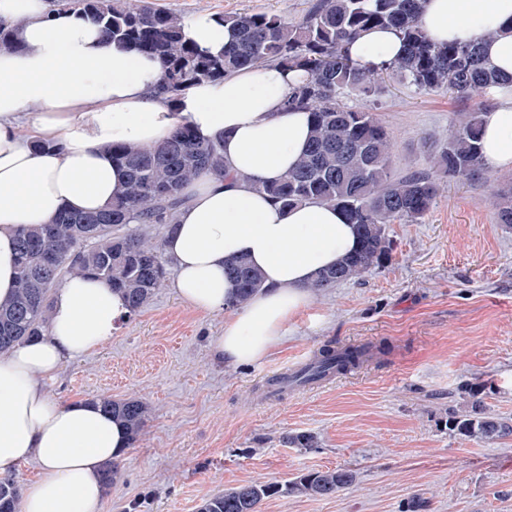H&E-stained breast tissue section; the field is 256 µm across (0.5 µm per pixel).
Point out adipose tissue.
I'll list each match as a JSON object with an SVG mask.
<instances>
[{"instance_id": "ef3b65f1", "label": "adipose tissue", "mask_w": 512, "mask_h": 512, "mask_svg": "<svg viewBox=\"0 0 512 512\" xmlns=\"http://www.w3.org/2000/svg\"><path fill=\"white\" fill-rule=\"evenodd\" d=\"M17 50H0V301L15 287V232L69 211L104 210L123 181L110 147L149 146L188 123L221 139L227 177L203 173L188 184L186 204L166 232L163 250L189 307L224 315L217 357L260 362L285 340V327L310 304L307 283L358 245L336 208L281 207L259 184L281 179L307 147V112L285 107L300 72L267 65L190 87L177 104L157 92L163 68L152 57L109 45L74 14L49 16L45 0H0ZM422 29L436 43L481 40L490 64L512 78V0H428ZM188 37L223 53V20L199 13ZM353 59L381 64L404 52L389 29L364 33ZM43 141L45 149L34 146ZM484 155L512 169V93L486 117ZM247 259L263 288L242 308L230 306L226 269ZM127 308L105 282L68 276L57 288L47 332L0 358V478L37 459L39 476L23 491L20 512H100L103 466L129 448L122 426L94 402L62 404L43 387L64 363L97 350Z\"/></svg>"}]
</instances>
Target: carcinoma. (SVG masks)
Wrapping results in <instances>:
<instances>
[{
	"label": "carcinoma",
	"mask_w": 512,
	"mask_h": 512,
	"mask_svg": "<svg viewBox=\"0 0 512 512\" xmlns=\"http://www.w3.org/2000/svg\"><path fill=\"white\" fill-rule=\"evenodd\" d=\"M426 0H313L305 15L290 22L256 12L222 16L231 40L224 53L200 49L184 30L183 19L148 0H53V15L76 14L100 26L117 47L133 48L164 65L158 93L175 102L193 85L218 81L240 70L275 64L303 72L289 87L288 107L309 112L312 139L296 168L282 180L260 186L274 202L289 208L302 203L328 204L356 226L360 247L336 266L320 270L309 290L328 288L360 277L390 258L387 225L415 223L435 205L438 180L482 177L486 160V114L466 112L448 140L430 153L427 169L394 174L393 137L375 113L348 105L350 96L370 97L386 76L418 90L446 91L456 97L499 85L476 42H430L420 27ZM371 28L395 30L405 54L379 66L353 60L349 45ZM112 160L123 171L124 188L100 212H69L48 224L17 230V286L0 303V356L46 331L56 288L73 273L92 275L121 292L129 313L139 311L169 279L162 241L130 229L132 224L175 223L185 203L183 186L202 170L227 177L219 141L199 137L186 123L158 144L111 146ZM499 223L512 228V178L494 190ZM236 284L235 305L245 304L264 286L261 273L244 259L228 268ZM382 345L325 348L306 370L309 380L359 368ZM126 430L134 443L142 434L148 407L139 399H96ZM448 429L463 439L497 441L512 436V419L490 414L478 397L448 416ZM295 448L318 447L307 432L286 436ZM356 473L337 468L301 473L288 484L253 482L228 487L206 498L198 512H260L264 500L280 493L327 497L352 486ZM20 490L0 479V512H17Z\"/></svg>",
	"instance_id": "obj_1"
}]
</instances>
